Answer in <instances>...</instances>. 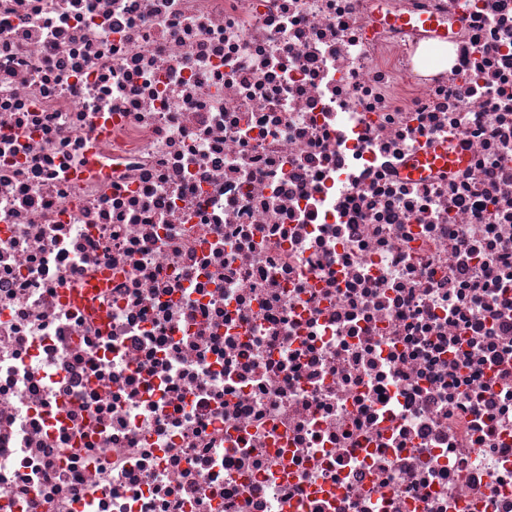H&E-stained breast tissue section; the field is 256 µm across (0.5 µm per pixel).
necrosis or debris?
Listing matches in <instances>:
<instances>
[{"instance_id": "obj_1", "label": "necrosis or debris", "mask_w": 512, "mask_h": 512, "mask_svg": "<svg viewBox=\"0 0 512 512\" xmlns=\"http://www.w3.org/2000/svg\"><path fill=\"white\" fill-rule=\"evenodd\" d=\"M0 512H512V0H0Z\"/></svg>"}]
</instances>
